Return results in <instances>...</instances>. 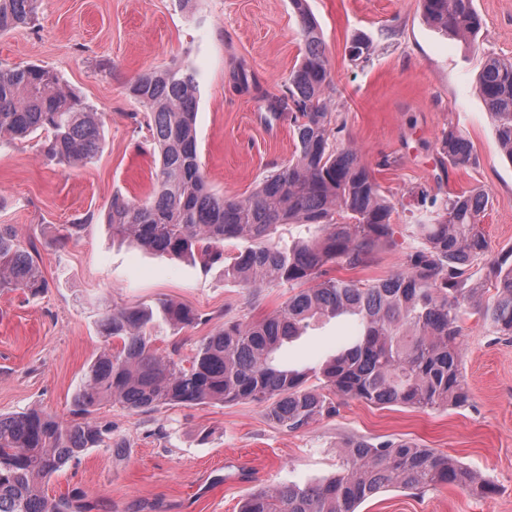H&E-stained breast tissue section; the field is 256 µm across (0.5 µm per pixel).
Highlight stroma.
<instances>
[{"label":"stroma","instance_id":"stroma-1","mask_svg":"<svg viewBox=\"0 0 512 512\" xmlns=\"http://www.w3.org/2000/svg\"><path fill=\"white\" fill-rule=\"evenodd\" d=\"M483 25L461 39L432 28L421 0H307L323 35L330 104L338 142L353 146L395 206L393 245L366 265L330 266L331 276L370 283L402 271L413 247L405 229L417 193L483 190L482 228L490 257L512 249V161L501 152L479 93L487 58H512V0H474ZM363 35L368 61L349 46ZM304 52L291 0H39L33 22L0 35V66L44 65L100 114L101 151L90 164L64 169L44 157L45 137L0 142V225L34 241L49 282L31 297L0 292V413L38 407L67 418L88 364L101 352L106 307L184 304L201 323L153 331L160 351L179 345L190 357L199 341L230 318L258 320L289 292L259 298L225 281L223 266L204 269L114 239L104 215L113 195L142 199L154 157L133 118L127 92L138 76L175 63L195 69L201 168L212 190L245 198L276 165L295 156L288 118L266 121ZM109 70H102V63ZM246 70L249 90L234 87ZM470 143L474 161L449 165L444 131ZM82 229L62 239L64 226ZM461 371L471 404L419 410L342 401L336 416L299 432L270 423L262 407L167 406L141 412L107 405L94 414L113 447L69 462L45 487L49 497L85 493L95 512H240L260 486L316 483L331 477L351 437L406 439L470 466L494 487L472 496L450 486L421 495L390 488L358 512H512V336L463 314ZM358 334L348 317L321 318L284 345L282 363L317 366Z\"/></svg>","mask_w":512,"mask_h":512}]
</instances>
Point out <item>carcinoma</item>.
Segmentation results:
<instances>
[{"label": "carcinoma", "mask_w": 512, "mask_h": 512, "mask_svg": "<svg viewBox=\"0 0 512 512\" xmlns=\"http://www.w3.org/2000/svg\"><path fill=\"white\" fill-rule=\"evenodd\" d=\"M39 0H0V34L33 21ZM304 43L285 94L267 110L289 114L295 158L267 175L247 198L214 192L199 160L194 69L173 65L147 72L128 87L145 107L138 128L154 145L153 189L143 199L119 194L105 214L118 237L140 248L198 262L224 265V279L255 295L262 288L293 294L259 321L229 320L204 337L184 365L177 346L165 355L154 347L159 320L173 326L202 320L174 302L150 307H114L99 322L106 345L89 364L73 395L66 422L39 409L0 414V512H92L82 492L49 498L44 485L90 448H110L107 430L90 420L106 403L153 411L164 406L236 404L263 407L269 421L297 432L335 416L333 397L375 406L463 408L471 397L460 369L462 308L477 297L467 287L469 270L485 257L480 227L489 204L480 190L431 199L408 225L413 240L403 271L371 284L329 276L327 265L365 263L378 248L393 244V205L381 193L357 150L332 141L331 113L324 97L328 61L321 29L306 0H291ZM433 28L473 37L482 20L473 0H422ZM372 44L352 41L349 55L366 60ZM479 90L500 150L512 162V59L491 57ZM47 134L45 156L61 167L93 162L100 151L99 113L66 88L57 73L39 66H0V139ZM441 150L455 166L472 163L470 144L454 129L443 133ZM284 224L319 229L290 246L268 243ZM241 241L234 254L224 242ZM32 242L24 247L10 228H0V291L32 296L48 282ZM496 294L476 305L493 332L512 335V262L492 266ZM312 287H305L309 282ZM351 315L360 332L345 349L319 367L294 369L277 363L282 346L302 335L311 320ZM323 382L324 391L310 380ZM479 494L494 487L457 460L405 440H347L341 470L312 484L258 487L240 512H357L387 488L418 494L438 485Z\"/></svg>", "instance_id": "cac0c4a2"}]
</instances>
